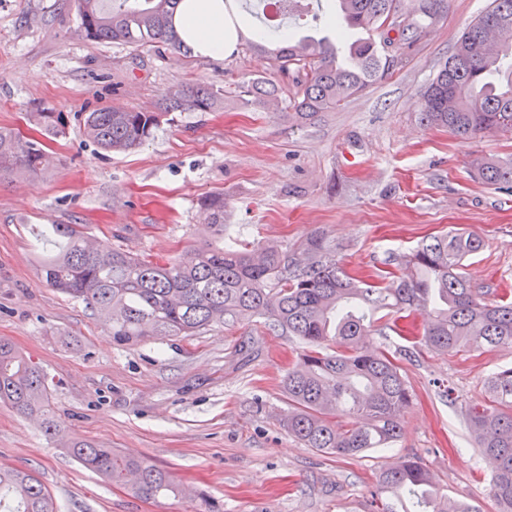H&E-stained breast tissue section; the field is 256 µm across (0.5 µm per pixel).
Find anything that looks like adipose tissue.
<instances>
[{
  "mask_svg": "<svg viewBox=\"0 0 512 512\" xmlns=\"http://www.w3.org/2000/svg\"><path fill=\"white\" fill-rule=\"evenodd\" d=\"M173 24L181 42L199 55L221 58L235 48L237 35L224 19V0H182Z\"/></svg>",
  "mask_w": 512,
  "mask_h": 512,
  "instance_id": "adipose-tissue-1",
  "label": "adipose tissue"
}]
</instances>
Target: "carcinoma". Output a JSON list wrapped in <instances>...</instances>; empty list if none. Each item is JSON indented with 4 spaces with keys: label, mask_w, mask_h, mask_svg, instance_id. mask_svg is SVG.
<instances>
[{
    "label": "carcinoma",
    "mask_w": 512,
    "mask_h": 512,
    "mask_svg": "<svg viewBox=\"0 0 512 512\" xmlns=\"http://www.w3.org/2000/svg\"><path fill=\"white\" fill-rule=\"evenodd\" d=\"M181 0H74L81 35L94 42L133 48L183 49L173 27ZM344 29L329 36L295 37L276 27L275 46L248 40L251 50L273 60L276 79L248 78L239 85L250 103L278 100L281 82L295 92L288 120L313 121L341 105L406 59L428 25L447 17L448 0H338ZM222 102L206 86L169 91L159 111L122 107L81 113L84 135L107 152H127L153 137L171 112L211 111ZM44 135L64 138L68 116L39 107L31 113ZM422 125L462 139L512 133V0H492L462 33L453 55L425 86L418 100ZM46 162L43 144L0 127V178L37 174ZM487 185L512 190V158H482L474 165ZM207 224L224 234V193L200 199ZM55 250L39 260L45 282L86 303L109 323L112 340L135 344L149 339L196 336L210 327L254 316L272 330L298 339L301 349L283 379L288 399L284 427L307 448L353 456L399 441L401 411L412 398L396 357L373 343L377 310L393 313L389 329L403 335L417 315L428 322L405 340L437 352L466 346L512 350V301L478 293L462 272L483 240L474 234L443 233L399 258L407 274L387 287L386 275L347 271L336 251L315 237L300 256L288 258L275 244L254 248L227 242L201 245L176 259L156 262L122 248L93 244L78 224H54L46 232ZM488 403L467 408L475 444L491 467L497 512H512V366L492 373ZM0 402L40 420L54 439L61 426L52 408L43 371L9 340L0 338ZM350 418L345 422L338 416ZM67 453L84 468L126 486L145 500L183 493L173 475L144 459L124 456L94 441L70 442ZM381 512H478L440 492L423 463L399 459L381 469ZM0 512H56L49 490L31 472L0 466ZM194 512H224V504L198 493Z\"/></svg>",
    "instance_id": "cac0c4a2"
}]
</instances>
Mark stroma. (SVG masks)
<instances>
[{
	"label": "stroma",
	"instance_id": "stroma-1",
	"mask_svg": "<svg viewBox=\"0 0 512 512\" xmlns=\"http://www.w3.org/2000/svg\"><path fill=\"white\" fill-rule=\"evenodd\" d=\"M490 0H448L408 62L306 125L287 101L258 109L238 95L248 77H273L264 54L221 59L176 50L135 52L79 34L73 0H0V126L43 140L38 175L0 179V337L49 377L69 441L94 440L170 471L185 496L156 501L103 481L47 439L38 424L0 403V466L36 472L57 512H191L202 491L224 512H376L379 470L415 456L450 497L497 512L464 420L487 397L486 378L512 351L417 346L401 361L413 398L390 448L336 456L304 447L283 425L282 381L298 342L254 317L198 336L112 341L85 302L47 285L37 261L54 224L155 260L225 238L270 241L286 253L311 236L353 272L377 273L393 255L451 229L485 246L466 261L476 287L512 292V192L479 181L473 160L512 156V136L461 140L417 121L420 92ZM224 96L222 108L174 112L125 153L87 141L80 113L123 106L155 110L180 85ZM70 115L68 133L42 139L29 114ZM224 194V236L203 222L201 197ZM453 388V398L440 385Z\"/></svg>",
	"mask_w": 512,
	"mask_h": 512
}]
</instances>
